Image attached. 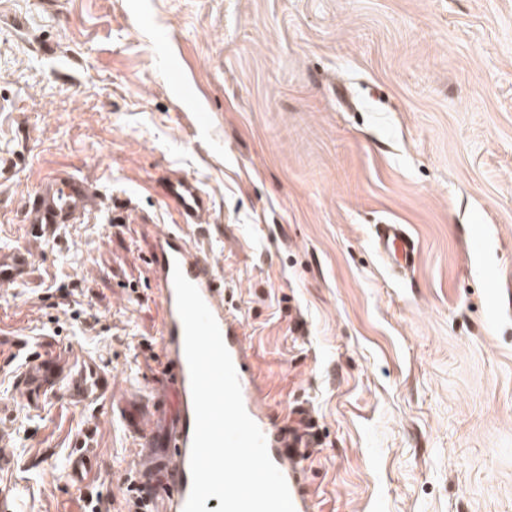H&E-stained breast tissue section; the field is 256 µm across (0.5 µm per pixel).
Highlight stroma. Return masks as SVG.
<instances>
[{
  "label": "stroma",
  "instance_id": "1",
  "mask_svg": "<svg viewBox=\"0 0 512 512\" xmlns=\"http://www.w3.org/2000/svg\"><path fill=\"white\" fill-rule=\"evenodd\" d=\"M63 170L104 203L31 235ZM223 275L273 423L308 409L312 512H512V0H0V489L17 512H124L167 387L146 262L179 216ZM125 223H114L117 207ZM418 241L413 271L377 225ZM77 348L109 393L34 407L31 354ZM90 453L97 476L50 484ZM378 255L394 268L413 267L418 243L401 224H380L374 237ZM30 262L29 253L25 249H0V287L23 281Z\"/></svg>",
  "mask_w": 512,
  "mask_h": 512
}]
</instances>
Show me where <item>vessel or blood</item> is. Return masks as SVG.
<instances>
[{"label": "vessel or blood", "instance_id": "obj_1", "mask_svg": "<svg viewBox=\"0 0 512 512\" xmlns=\"http://www.w3.org/2000/svg\"><path fill=\"white\" fill-rule=\"evenodd\" d=\"M164 191L175 203L182 221L156 232L148 263L155 275L161 308L159 333L170 370V396L166 407L140 408L129 420V429L142 438L145 446L137 481L145 486L165 485L169 493L161 512H183L192 485L190 453L195 415L184 352V329L173 283V270L178 267L197 287L219 325L238 373L245 409L263 432L269 456L287 481L295 512H311V500L302 477V461L311 434L286 431L270 423L265 398L252 375L240 324L224 296V279L210 258L197 250L184 233L185 225L205 223L210 200L196 180L186 175L168 179ZM99 199L88 179L66 171L50 174L27 200L28 230L38 234L46 227L84 223L98 208ZM374 245L378 255L395 268L412 267L418 257L416 240L399 224L378 225ZM29 265L30 256L25 249H0V287L23 281ZM17 382L53 394L63 390L76 401L84 399L92 390L104 393L111 384L109 377L92 366L72 379H65L53 358L36 354L27 358Z\"/></svg>", "mask_w": 512, "mask_h": 512}]
</instances>
